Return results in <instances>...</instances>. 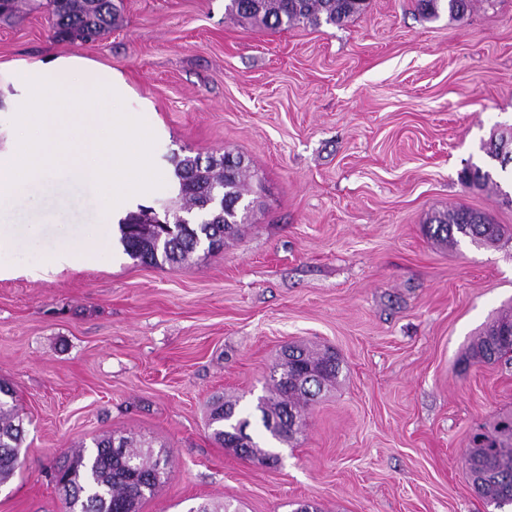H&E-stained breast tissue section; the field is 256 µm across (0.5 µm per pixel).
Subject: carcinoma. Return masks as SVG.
Wrapping results in <instances>:
<instances>
[{
    "label": "carcinoma",
    "mask_w": 512,
    "mask_h": 512,
    "mask_svg": "<svg viewBox=\"0 0 512 512\" xmlns=\"http://www.w3.org/2000/svg\"><path fill=\"white\" fill-rule=\"evenodd\" d=\"M448 14L461 19L472 8L473 0H419L426 14L438 16L441 2ZM366 0H229L228 14L246 19L266 29H286L305 23L339 25L361 14ZM112 0H49L48 20L54 37L64 40L94 41L112 26ZM180 207L169 213H156L150 207L128 214L121 224V242L126 253L148 266L183 264L201 247L212 251L239 233L247 219L249 205L248 166L240 156L229 153L203 160L185 156L175 160ZM468 187H483L491 181L488 172L471 166L460 177ZM217 212L224 223L211 224ZM434 235L452 243L457 237L492 247L506 230L483 214L457 207L434 217ZM469 358L484 363H512V316L494 319L480 331L470 347ZM273 394L258 399L254 414L271 438L291 439L304 425L302 412L340 373L336 354L316 352L306 347L288 348V359L272 367ZM13 390L0 383V483L12 478L19 466L23 444L22 421L16 417ZM209 426L213 436L226 448H241L244 458L255 459L262 451L247 433L250 416L236 414L235 403H212ZM126 449L112 453L114 446ZM170 451L142 450L127 437L104 436L93 440V448L79 452L65 465L64 512H136L169 476ZM472 483L487 505L496 509L512 507V413H505L474 433L466 455Z\"/></svg>",
    "instance_id": "1"
}]
</instances>
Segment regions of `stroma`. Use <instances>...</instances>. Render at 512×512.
I'll return each mask as SVG.
<instances>
[{
	"mask_svg": "<svg viewBox=\"0 0 512 512\" xmlns=\"http://www.w3.org/2000/svg\"><path fill=\"white\" fill-rule=\"evenodd\" d=\"M94 42L59 40L47 0L0 21V64L76 54L112 66L148 99L164 185L172 156H242L252 174L240 237L189 264L150 267L122 245L62 269L65 227L101 232L96 193L65 173L30 189L38 239L17 208L0 251V381L16 395L21 465L0 512H62L50 473L93 438L172 452L139 512H487L464 469L470 436L512 411V368L463 365L478 332L512 308V238L487 248L433 238L431 217L465 205L512 225V171L484 149L512 130V0L463 19L418 0H367L342 25L267 30L226 0H114ZM475 164L491 182L466 188ZM331 348L338 382L270 467L221 446L207 425L223 396L270 395L283 348Z\"/></svg>",
	"mask_w": 512,
	"mask_h": 512,
	"instance_id": "1",
	"label": "stroma"
}]
</instances>
